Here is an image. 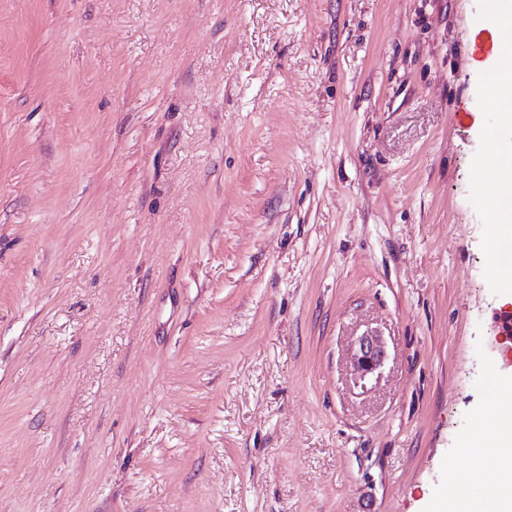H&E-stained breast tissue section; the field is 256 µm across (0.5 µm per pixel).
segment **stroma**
I'll return each instance as SVG.
<instances>
[{
	"instance_id": "1",
	"label": "stroma",
	"mask_w": 512,
	"mask_h": 512,
	"mask_svg": "<svg viewBox=\"0 0 512 512\" xmlns=\"http://www.w3.org/2000/svg\"><path fill=\"white\" fill-rule=\"evenodd\" d=\"M489 5L0 0V512H427L471 469ZM385 355L384 346L378 336L369 334L360 336L352 362L355 374L360 379L373 374L382 366Z\"/></svg>"
}]
</instances>
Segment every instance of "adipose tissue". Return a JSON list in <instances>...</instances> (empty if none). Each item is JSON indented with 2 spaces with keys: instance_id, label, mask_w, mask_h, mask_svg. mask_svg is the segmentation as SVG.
<instances>
[{
  "instance_id": "adipose-tissue-1",
  "label": "adipose tissue",
  "mask_w": 512,
  "mask_h": 512,
  "mask_svg": "<svg viewBox=\"0 0 512 512\" xmlns=\"http://www.w3.org/2000/svg\"><path fill=\"white\" fill-rule=\"evenodd\" d=\"M491 15L496 35L504 48L495 52L490 66L498 73L502 93L496 101L501 123L512 125V0H493ZM486 136L494 148L482 177L491 178L496 190L486 204L495 216L490 247L494 267L507 290L506 302L512 303V148L498 145L497 130H487ZM493 429L476 427L466 443L468 456L474 466L467 478L480 485V492L468 500L459 496L462 478L449 473L446 493L433 512H512V382L503 381L494 401ZM493 462L497 469L495 481H483L484 462Z\"/></svg>"
}]
</instances>
